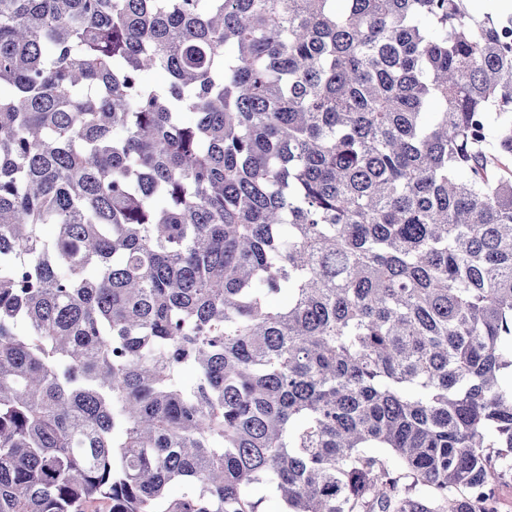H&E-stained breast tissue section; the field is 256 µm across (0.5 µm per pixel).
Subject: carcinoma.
<instances>
[{
	"label": "carcinoma",
	"instance_id": "1",
	"mask_svg": "<svg viewBox=\"0 0 512 512\" xmlns=\"http://www.w3.org/2000/svg\"><path fill=\"white\" fill-rule=\"evenodd\" d=\"M472 2L0 0V512H487L512 10Z\"/></svg>",
	"mask_w": 512,
	"mask_h": 512
}]
</instances>
